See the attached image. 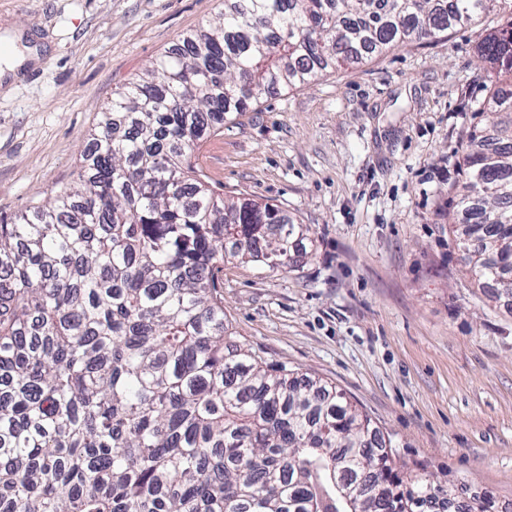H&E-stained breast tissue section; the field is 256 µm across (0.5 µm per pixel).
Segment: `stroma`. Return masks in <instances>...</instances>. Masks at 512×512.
Wrapping results in <instances>:
<instances>
[{"mask_svg":"<svg viewBox=\"0 0 512 512\" xmlns=\"http://www.w3.org/2000/svg\"><path fill=\"white\" fill-rule=\"evenodd\" d=\"M221 0H0V37L38 46L0 80V222L74 182L102 108ZM496 13L274 88L195 161L227 198L310 233L288 268L225 261L233 342L342 391L398 469L512 512V303L489 301L452 232Z\"/></svg>","mask_w":512,"mask_h":512,"instance_id":"35a3bbf8","label":"stroma"}]
</instances>
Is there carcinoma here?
Returning a JSON list of instances; mask_svg holds the SVG:
<instances>
[{
	"label": "carcinoma",
	"instance_id": "cac0c4a2",
	"mask_svg": "<svg viewBox=\"0 0 512 512\" xmlns=\"http://www.w3.org/2000/svg\"><path fill=\"white\" fill-rule=\"evenodd\" d=\"M512 80V0H224L101 112L77 181L0 224V512H429L336 387L229 340L224 258L288 266L308 228L214 194L192 162L276 86L462 26ZM469 134L457 202L475 277L512 287V90ZM459 501L454 512H489Z\"/></svg>",
	"mask_w": 512,
	"mask_h": 512
}]
</instances>
